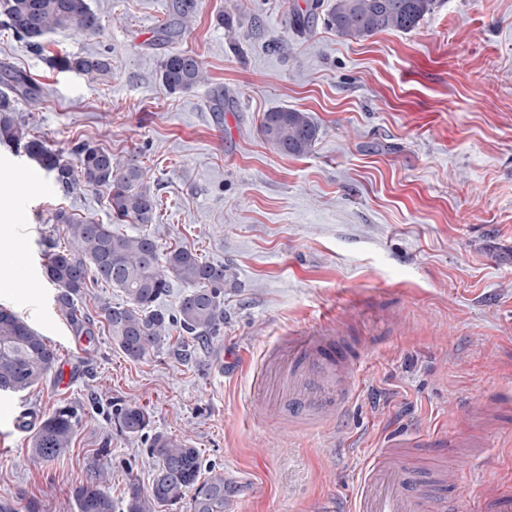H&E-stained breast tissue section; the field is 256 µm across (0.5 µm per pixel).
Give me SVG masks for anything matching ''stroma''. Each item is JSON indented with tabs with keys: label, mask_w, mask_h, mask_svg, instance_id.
Returning a JSON list of instances; mask_svg holds the SVG:
<instances>
[{
	"label": "stroma",
	"mask_w": 512,
	"mask_h": 512,
	"mask_svg": "<svg viewBox=\"0 0 512 512\" xmlns=\"http://www.w3.org/2000/svg\"><path fill=\"white\" fill-rule=\"evenodd\" d=\"M174 0H88L102 31L46 34L41 50L0 26V73L25 71L39 105L16 109L52 150L79 144L137 155L162 200L148 227L228 266L224 330L181 360L171 346L127 358L104 328L73 335L44 274L63 241L60 208L112 221L105 190L64 192L24 154L0 147V192L10 200L0 307L58 352L43 384L0 403L81 421L57 459L33 466L28 432L0 421V503L13 512H75L74 491L97 471L122 512L130 479L148 485L146 436L120 432L115 408L136 402L150 431L190 440L204 469L239 491L226 512H316L347 507L358 476L389 437L420 439L418 457L459 480V512L487 479L512 487V0H437L409 31L343 38L317 18L297 31L311 0H194L166 46ZM196 54L206 72L169 93L156 75L164 51ZM99 52L111 76L91 82L53 57ZM223 94V112L210 109ZM309 113L320 127L310 154L289 157L263 140L264 113ZM339 337L361 388L343 420L318 431L288 426L274 385L253 378L292 336ZM494 404V425L475 420ZM467 444L438 460L436 443Z\"/></svg>",
	"instance_id": "1"
}]
</instances>
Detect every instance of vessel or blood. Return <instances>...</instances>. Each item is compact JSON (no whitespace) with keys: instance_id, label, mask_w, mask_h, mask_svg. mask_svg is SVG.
Returning <instances> with one entry per match:
<instances>
[{"instance_id":"vessel-or-blood-1","label":"vessel or blood","mask_w":512,"mask_h":512,"mask_svg":"<svg viewBox=\"0 0 512 512\" xmlns=\"http://www.w3.org/2000/svg\"><path fill=\"white\" fill-rule=\"evenodd\" d=\"M328 336L289 337L288 401L306 423L324 425L342 417L359 385L343 351H330ZM400 439L363 467L347 512H454V499L437 494L425 473L416 470ZM475 512H512V493L489 479L476 491Z\"/></svg>"}]
</instances>
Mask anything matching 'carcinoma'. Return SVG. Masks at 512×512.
<instances>
[{
    "label": "carcinoma",
    "mask_w": 512,
    "mask_h": 512,
    "mask_svg": "<svg viewBox=\"0 0 512 512\" xmlns=\"http://www.w3.org/2000/svg\"><path fill=\"white\" fill-rule=\"evenodd\" d=\"M435 7V0H333L326 11L327 24L341 37L364 39L385 31H409ZM5 26L16 38L33 48L39 39L57 29H75L86 35L100 31V21L86 0H0ZM62 71L74 72L90 81L112 72L101 54H68L54 61ZM162 84L171 93L186 92L205 80L199 58L187 51L165 54L157 61ZM6 92H0V144L24 151L64 191L83 186L108 191L112 218L121 223L151 224L159 209L158 198L145 184V171L134 158L123 166L112 161V152L82 145L75 151L76 163L49 149L45 141L29 133L18 118L15 102L36 103L41 91L27 73H6ZM319 125L307 113L278 109L267 112L260 124L263 139L277 152L292 157L308 155L314 148ZM52 220L62 225L68 246L49 250L45 273L56 286V306L74 335H94L92 321L77 306L78 299L95 287L115 288L125 300L100 304L99 315L112 341L131 360H141L165 344L184 357L192 356L194 342L211 341L224 328V286L232 279L228 268L204 260L184 246L165 251L150 234L128 235L109 224L79 219L58 209ZM190 287L176 311L157 306L170 287V278ZM179 336H172L173 332ZM57 361V352L46 339L12 311L0 308V392H24L47 378ZM119 430L137 436L149 427L150 416L139 404H126L114 413ZM79 416L70 406H59L39 419L26 412L20 426L32 430V461L44 464L70 447ZM148 454L154 459L151 483L143 488L129 482L124 512H159L189 497L190 512H225L232 487L224 472L210 470L202 476L198 449L185 440L154 433ZM108 475L96 473L75 491L77 512H115L112 498L104 491Z\"/></svg>",
    "instance_id": "1"
}]
</instances>
